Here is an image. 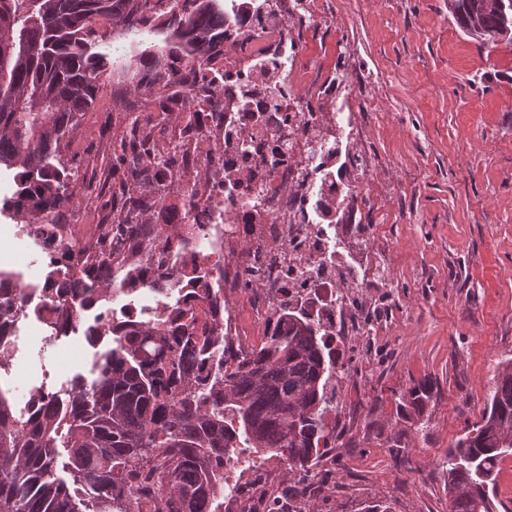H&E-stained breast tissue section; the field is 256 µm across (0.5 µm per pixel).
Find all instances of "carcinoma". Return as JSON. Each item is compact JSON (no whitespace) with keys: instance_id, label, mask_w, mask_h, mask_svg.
<instances>
[{"instance_id":"carcinoma-1","label":"carcinoma","mask_w":512,"mask_h":512,"mask_svg":"<svg viewBox=\"0 0 512 512\" xmlns=\"http://www.w3.org/2000/svg\"><path fill=\"white\" fill-rule=\"evenodd\" d=\"M151 0H0V167L14 171L10 204L0 213L29 223L56 257L51 272L73 288L106 289L112 274L142 280L163 231L139 222L146 198L127 181L111 194L116 220L80 239L69 213L76 173L61 162V140L91 110L106 56L93 51L96 25L133 24ZM172 14L171 56L210 63L224 45L217 0H182ZM457 26L479 47L512 51V6L448 0ZM169 113L137 115L121 160L151 157L154 130ZM203 312L220 298L195 289ZM197 316L129 324L98 355L88 379L53 396L19 421L0 393V512H210L224 501V462L263 453L302 479L336 443L327 386L336 352L312 322L281 314L260 348L222 357L214 330ZM512 455V361L498 371L480 421L448 449V512H495L499 465Z\"/></svg>"}]
</instances>
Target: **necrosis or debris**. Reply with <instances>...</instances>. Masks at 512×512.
Masks as SVG:
<instances>
[{"instance_id":"necrosis-or-debris-1","label":"necrosis or debris","mask_w":512,"mask_h":512,"mask_svg":"<svg viewBox=\"0 0 512 512\" xmlns=\"http://www.w3.org/2000/svg\"><path fill=\"white\" fill-rule=\"evenodd\" d=\"M333 0H226L219 96L195 94L191 134L206 139L189 164L202 173L206 199L158 169L159 224L173 241L165 267L175 278H202L224 302V334L233 349L260 345L280 312L319 324L329 342L377 348L392 323L394 299L381 270L352 260L350 246L377 238L361 217L384 192L370 158L348 176L336 153L337 81L305 47L307 26L330 21ZM55 280L24 282L0 274V371L22 367L19 335L31 322L49 345H63L127 322H152L193 307L183 290L147 277L135 288L94 290L96 303L75 318H56ZM224 512H259L270 496L261 473L229 479Z\"/></svg>"}]
</instances>
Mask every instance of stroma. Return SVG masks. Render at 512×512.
Here are the masks:
<instances>
[{
    "mask_svg": "<svg viewBox=\"0 0 512 512\" xmlns=\"http://www.w3.org/2000/svg\"><path fill=\"white\" fill-rule=\"evenodd\" d=\"M170 10L165 2L146 12L156 35L129 56L126 26L99 23L97 51L127 56L142 73L140 58L165 43ZM308 48L371 80L378 118L362 147L397 187L367 215L379 238L361 244L384 251L396 329L379 361L356 362L336 401L341 437L318 467L324 491L311 507L448 512L445 456L480 418L500 363L512 360V52L471 42L448 0H337L332 23L315 29ZM150 105L134 81L104 72L91 111L64 140L62 162L87 177L69 206L84 231L111 223L102 171L129 133L130 113ZM16 232V221L0 216V271L44 278V258ZM21 357L27 369L12 384L19 404L39 367L64 382L89 374L95 352L43 344L30 328ZM425 381L432 398L419 416L408 393Z\"/></svg>",
    "mask_w": 512,
    "mask_h": 512,
    "instance_id": "stroma-1",
    "label": "stroma"
}]
</instances>
